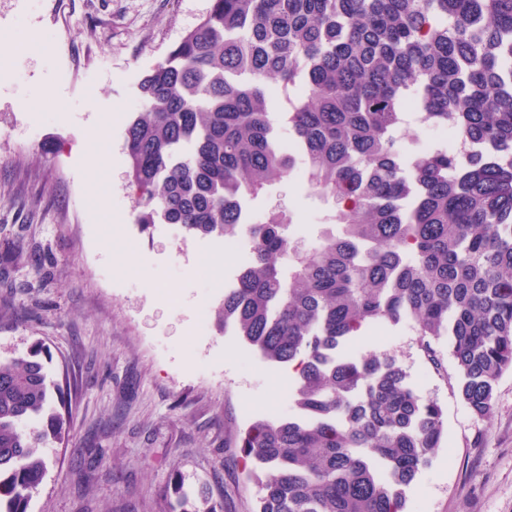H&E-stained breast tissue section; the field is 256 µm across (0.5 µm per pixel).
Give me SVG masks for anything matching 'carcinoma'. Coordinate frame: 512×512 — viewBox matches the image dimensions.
<instances>
[{
    "label": "carcinoma",
    "mask_w": 512,
    "mask_h": 512,
    "mask_svg": "<svg viewBox=\"0 0 512 512\" xmlns=\"http://www.w3.org/2000/svg\"><path fill=\"white\" fill-rule=\"evenodd\" d=\"M140 95L125 141L136 223L247 233L251 261L219 317L295 371L297 414L238 437L263 472L256 512H405L442 409L396 357L350 348L373 324L411 326L434 364L448 349L478 421L512 369V0H211ZM412 104L473 151L399 152ZM299 162L334 207L310 251L282 209L243 219ZM54 387L36 350L0 361V512H28L42 482L41 438L22 423ZM268 87L270 89V96L273 101V106L275 110L278 113L279 116V138L281 146L284 150L291 151L294 148V140H293V134L292 131L288 128V123L284 119V117L281 115L282 108H281V92H280V85L274 80H270L268 82Z\"/></svg>",
    "instance_id": "carcinoma-1"
}]
</instances>
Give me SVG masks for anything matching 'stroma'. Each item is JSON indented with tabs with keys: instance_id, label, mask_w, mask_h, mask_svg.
Returning <instances> with one entry per match:
<instances>
[{
	"instance_id": "1",
	"label": "stroma",
	"mask_w": 512,
	"mask_h": 512,
	"mask_svg": "<svg viewBox=\"0 0 512 512\" xmlns=\"http://www.w3.org/2000/svg\"><path fill=\"white\" fill-rule=\"evenodd\" d=\"M211 0H0V360L42 345L63 391L50 408L70 445L48 441L28 512H254L259 487L235 443L253 420L294 414L293 375L224 329L241 263L224 238L136 224L125 130L142 77ZM32 50L16 55V46ZM289 210L305 246L331 209L302 167L252 201V222ZM36 252L39 269L11 261ZM357 355H394L444 411V439L406 490L407 512H512V370L486 421L435 367L409 325L368 328ZM103 452L97 467L85 449Z\"/></svg>"
}]
</instances>
